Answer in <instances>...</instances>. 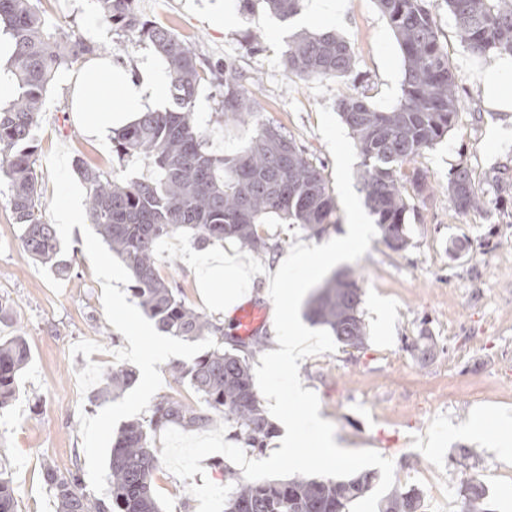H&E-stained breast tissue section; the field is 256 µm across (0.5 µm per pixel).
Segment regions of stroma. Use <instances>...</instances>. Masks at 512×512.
<instances>
[{"label": "stroma", "instance_id": "35a3bbf8", "mask_svg": "<svg viewBox=\"0 0 512 512\" xmlns=\"http://www.w3.org/2000/svg\"><path fill=\"white\" fill-rule=\"evenodd\" d=\"M38 8L51 27L80 30L106 47L113 66L133 73L147 62L163 67L148 42L97 23L92 0H39ZM138 8L144 18L182 35L201 58L236 61L249 80L258 121L283 127L324 166L339 223L309 238L269 218L261 230L273 250L257 257L258 265L274 266L299 243L321 249L351 224L367 229L358 249L342 261L358 277L367 343L359 350L337 345L302 360L299 368L303 387L317 394L319 415L334 425L339 445L390 458L396 486L422 492V512H459V489L474 476L484 483L493 512H512V459L496 452L493 428L500 418L512 419V201L496 202L489 182L498 169L512 170V115L484 104L478 78L485 58L464 51L452 16L435 11L464 109L442 142L414 162L431 189L415 198L407 218L409 245L395 252L382 242L364 205L360 157L336 109L337 98L348 92L364 94L379 109L401 99V53L376 0H341L334 30L352 48L356 65L350 77L324 80L300 79L283 66L289 35L305 26L301 17L283 20L261 7L243 15L234 0H138ZM254 34L261 38L256 51L248 44ZM83 69L75 63L58 71L39 115L37 169L47 202L54 195L47 158L56 145L68 147L71 160L85 165L106 172L120 167L111 140L83 132ZM217 108L214 88L203 86L194 119L206 132L208 150L230 157L248 145L254 126L224 121ZM459 167L487 197L486 208L463 214L449 202L448 177ZM6 189L1 180L0 299L12 303L14 316L0 323V339L22 327L32 360L15 401L0 412V463L17 491L20 512H55L42 465L85 469L79 417L101 411L90 396L127 341L108 325L81 229L73 228L67 253L74 270L58 276L20 247ZM207 255L179 233L159 244L156 262L189 305L220 324L224 316L211 310L193 269ZM427 344L434 350L426 355ZM477 419L487 428L474 436L469 428ZM202 465L203 474L188 482L159 467L154 489L162 512H197L188 485L223 484L224 470L212 458Z\"/></svg>", "mask_w": 512, "mask_h": 512}]
</instances>
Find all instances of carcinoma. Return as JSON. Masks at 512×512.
Masks as SVG:
<instances>
[{
	"label": "carcinoma",
	"mask_w": 512,
	"mask_h": 512,
	"mask_svg": "<svg viewBox=\"0 0 512 512\" xmlns=\"http://www.w3.org/2000/svg\"><path fill=\"white\" fill-rule=\"evenodd\" d=\"M102 22L122 33L148 40L164 66L172 105L147 109L112 137L123 170L107 174L76 166L86 191V217L109 251L132 275L131 291L159 331L187 341L212 338L216 346L190 363L175 362L174 381H188L199 397L192 403L174 397L156 402L149 418L125 422L112 440L109 488L96 497L77 470L62 471L51 462L42 471L53 491L56 512H161L154 494L158 451L153 436L168 426L232 428V437L260 454L274 434L255 388L248 354L261 350L257 336L244 351L224 346V328L178 297V290L155 266V251L166 237L188 233L200 246L232 239L257 255L269 251L260 234L265 218L275 214L313 237L337 223V206L322 166L279 126L256 123L249 145L233 157L206 149L205 133L194 119L202 86L219 90L224 120L246 123L255 102L235 63L206 65L189 42L170 27L144 19L136 0H94ZM249 14L260 3L283 20L297 16L302 0H235ZM402 54L401 100L389 110L374 108L363 95L346 93L337 100L361 158L358 181L365 205L376 217L383 243L400 252L409 245L410 195L430 190L426 174L412 163L448 134L462 102L456 76L443 51L433 12L445 8L455 19L464 50L472 55L512 56V0H376ZM0 33L12 45L8 68L16 94L0 104V175L8 185L6 206L17 224L23 251L61 276L71 273L55 225L45 219L36 166L35 129L45 94L59 68L98 58L107 50L75 31L51 29L36 0H0ZM289 73L303 79L351 75L355 58L333 31L296 32L284 52ZM149 174L138 175V163ZM448 199L467 213L486 205L469 172L457 168L448 178ZM361 288L352 270L334 273L312 295L306 315L328 329L341 344L362 348L367 333L360 310ZM31 350L21 330L0 341V410L18 393ZM137 381L136 371L118 364L103 376L90 402L122 396ZM232 489L224 512H348L349 505L372 487L373 476L349 479L294 477L284 481H250L224 469ZM462 512H493L482 483L469 480L460 490ZM422 496L415 488L395 489L383 512H419ZM0 512H19L5 468L0 466Z\"/></svg>",
	"instance_id": "obj_1"
}]
</instances>
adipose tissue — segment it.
Returning a JSON list of instances; mask_svg holds the SVG:
<instances>
[{
  "mask_svg": "<svg viewBox=\"0 0 512 512\" xmlns=\"http://www.w3.org/2000/svg\"><path fill=\"white\" fill-rule=\"evenodd\" d=\"M83 81L97 93L96 110L82 117L86 135L93 138L104 137L133 121L142 104L163 107L169 96L167 84L148 66L143 67L136 78L109 65L96 66L85 70ZM481 91L490 107L512 112V61L491 58L484 69ZM361 238L359 225H352L348 236L340 243L316 252L295 246L272 270L258 269L249 254L228 244L215 249L205 262L196 264L195 274L199 285L206 288L212 305L227 316L250 297L254 280L263 279L268 291L277 299L274 320L281 328L278 346L269 363L289 367L309 348L310 342L293 319L299 291L286 287V272L298 269L306 277L315 278L324 268L341 261Z\"/></svg>",
  "mask_w": 512,
  "mask_h": 512,
  "instance_id": "ef3b65f1",
  "label": "adipose tissue"
}]
</instances>
